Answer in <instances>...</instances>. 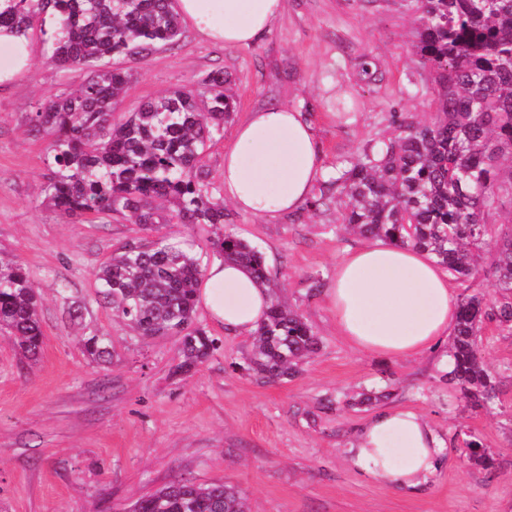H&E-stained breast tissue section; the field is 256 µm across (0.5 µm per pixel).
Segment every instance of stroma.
Masks as SVG:
<instances>
[{"label":"stroma","instance_id":"35a3bbf8","mask_svg":"<svg viewBox=\"0 0 512 512\" xmlns=\"http://www.w3.org/2000/svg\"><path fill=\"white\" fill-rule=\"evenodd\" d=\"M414 28L405 0H288L272 32L243 48L211 44L187 26L178 43L123 61L130 80L117 113L221 70L236 109L204 158L214 194L224 193L235 124L270 105L307 112L330 170L391 137L403 117L433 112ZM29 41V68L0 88V251L30 269L44 336L31 365L0 337V512H122L181 478L232 485L252 512H512V335L491 324L483 331L480 349L500 374L488 412L472 410L449 384L447 344L404 358L355 348L324 303L337 261L360 242L337 232L336 209L261 219L224 206L225 229L262 253L282 299L320 339L301 373L257 381L243 368L251 336L226 333L202 309L198 321L217 349L192 375L172 376L178 338L138 336L97 300V268L139 226L72 223L42 205L48 140L28 133V115L77 90L86 74L56 66L40 32ZM72 303L81 323L63 314ZM92 329L110 337L111 362L82 354L79 338ZM384 390L389 406L414 411L448 445L446 465L414 492L385 486L352 461L358 429L377 410L361 398ZM459 431L494 454L493 472L460 458Z\"/></svg>","mask_w":512,"mask_h":512}]
</instances>
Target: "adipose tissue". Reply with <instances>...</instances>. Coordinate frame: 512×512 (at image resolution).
<instances>
[{"instance_id":"obj_1","label":"adipose tissue","mask_w":512,"mask_h":512,"mask_svg":"<svg viewBox=\"0 0 512 512\" xmlns=\"http://www.w3.org/2000/svg\"><path fill=\"white\" fill-rule=\"evenodd\" d=\"M286 7L287 0H175L183 21L227 47L257 43ZM321 155L305 112L286 105L250 112L224 148V196L245 214H292L327 175ZM198 300L214 323L240 335L255 332L271 304L245 268L221 260L207 268ZM324 302L350 343L391 357L436 348L451 333L457 312L447 276L425 253L382 240L346 252ZM351 453L364 473L397 489L419 488L446 460L444 441L405 408L375 412Z\"/></svg>"}]
</instances>
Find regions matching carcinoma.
I'll list each match as a JSON object with an SVG mask.
<instances>
[{
    "mask_svg": "<svg viewBox=\"0 0 512 512\" xmlns=\"http://www.w3.org/2000/svg\"><path fill=\"white\" fill-rule=\"evenodd\" d=\"M418 62L433 75L435 113L407 119L398 133L348 161L307 203L339 208L341 227L427 253L462 283L491 273L496 293L475 290L458 303L449 347L448 382L471 406L497 397V372L479 355L484 327L512 334V0H410ZM49 35L51 59L87 73L30 114V131L49 138L45 199L74 220L119 218L152 233L112 251L96 272L112 312L140 336L180 337L174 374L205 363L214 340L197 322L203 271L186 244L161 233L165 224L224 225V200L210 190L203 158L235 110L221 70L208 73L203 97L177 88L115 119L130 79L112 64L143 60L182 35L174 0H0V28ZM212 246L222 260L247 268L272 297L254 332L245 369L261 379L293 377L319 348L303 315L280 300L262 254L222 233ZM0 334L34 362L43 346L40 302L30 270L0 257ZM85 356L112 359L103 333L80 337ZM462 458L489 471L491 453L472 435ZM126 512H250L224 483L178 479L131 503Z\"/></svg>",
    "mask_w": 512,
    "mask_h": 512,
    "instance_id": "cac0c4a2",
    "label": "carcinoma"
}]
</instances>
